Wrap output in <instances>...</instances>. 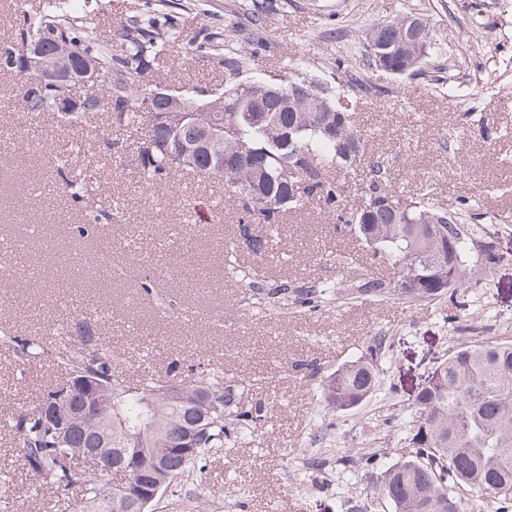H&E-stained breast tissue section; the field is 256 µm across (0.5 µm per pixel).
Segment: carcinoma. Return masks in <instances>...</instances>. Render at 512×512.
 <instances>
[{
    "label": "carcinoma",
    "mask_w": 512,
    "mask_h": 512,
    "mask_svg": "<svg viewBox=\"0 0 512 512\" xmlns=\"http://www.w3.org/2000/svg\"><path fill=\"white\" fill-rule=\"evenodd\" d=\"M98 0H41L38 8L22 11L16 43L0 46V68L20 75V55L26 43L39 42L47 53L62 42L69 53L91 58L98 65L97 80L73 81L66 90L81 99L78 111L57 106L59 88L40 77L21 79L15 94L19 110L38 116L55 115L61 128L75 133L94 127L103 117L108 126L142 131L138 167L148 187L169 181L180 171L202 179L224 181V190L236 202L238 224L249 245L259 253L266 243L250 237L253 224L274 226L281 214L321 202L336 212V236H355L370 246L373 263L398 268L385 281L353 267L341 253L332 262L343 270L334 280L309 285L253 288L249 300L261 314L288 306L304 313L321 311L345 297L404 304L448 301V309H464V292L480 288L468 275L475 266L491 269L500 256L491 242L476 241L477 224L484 214L474 200L462 199L451 208L434 202L430 193L408 196L388 185L379 160H367V135L347 109V90L362 85L346 74L344 88L334 91L320 80L293 68L285 74L248 79L250 59L228 48L224 31L201 27L186 39L178 17L157 9L126 18L115 37L98 33ZM419 25V36L404 31L406 22ZM182 44L224 66V88L189 87L179 93L184 107L203 104L193 130L167 128L164 114L169 98L156 95L161 84L158 67L169 48ZM434 49L430 26L415 15L381 20L365 36L364 55L395 76L424 71ZM220 116L230 132L224 134V168L208 167L202 139L211 117ZM75 145L60 154L59 189L84 211L88 222L71 228L75 239L94 232L98 224L118 221L119 200L104 196L85 171L73 167ZM368 167L369 179L358 197L330 177L334 169ZM255 193L272 207L261 215L251 212L244 196ZM418 283L403 286L405 279ZM93 336L87 324L74 323L60 336L53 351L41 338L18 336L0 324V351L21 363L49 359L59 381L36 396L31 410L10 420L15 451L32 477L31 495L43 487L72 495L76 512H115V502L131 497L144 473L176 487L209 453L224 447L230 437L252 436L267 412L266 406L240 405L241 394L224 382L215 369L189 367L171 378H142L130 385L112 352L100 345L83 348ZM393 340L374 337L366 352L343 364L322 382L324 414L320 433L340 428L341 415L366 405L375 394ZM89 375L102 377L98 397L77 393L63 396L64 387ZM206 392L210 401L196 434L197 448L188 458L175 452L186 433L185 407ZM71 425L70 438L57 425ZM382 438L404 450L387 462L380 449L360 442L335 449L336 461L367 480L360 512L384 504L388 512H464L465 494L478 490L489 495L487 512H512V340L490 341L469 336L431 362L412 403L405 425L395 417L378 420ZM102 448L106 458L126 448L139 461L123 475L96 464L75 460L80 448Z\"/></svg>",
    "instance_id": "carcinoma-1"
}]
</instances>
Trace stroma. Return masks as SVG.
<instances>
[{
    "label": "stroma",
    "instance_id": "1",
    "mask_svg": "<svg viewBox=\"0 0 512 512\" xmlns=\"http://www.w3.org/2000/svg\"><path fill=\"white\" fill-rule=\"evenodd\" d=\"M195 2L181 0L185 30L223 27L240 49L255 51V73L276 74L301 58L310 74L335 87L352 69L366 87L353 100L357 122L394 187L411 196L431 192L445 208L476 196L497 215L478 238L493 242L501 261L490 275L474 276L489 280L492 338L512 337V0H273L258 24L252 0H207L201 11ZM407 11L423 15L435 33L434 80L398 78L363 61L365 30ZM161 74L173 88L224 82L222 66L178 47L166 52ZM18 83L0 70V241L35 224L39 242L25 252L0 250V276L11 282L0 290V323L24 336L83 319L97 342L125 357V374L216 365L243 403L265 402L267 418L253 437L225 441L155 512L200 505L207 512H348L336 476L292 461L298 449L322 445L319 384L373 336L396 331L394 362L373 401L345 417L351 435L371 438L386 399L411 402L427 374L426 355L458 341L440 304L345 299L311 315L255 316L247 287L337 278L329 260L336 251L378 276L394 271L373 264L364 242L336 236L334 212L316 204L283 214L272 229L252 225L254 235L270 240L268 253L255 254L222 182L181 176L143 189L134 155L139 139L125 132L117 163L96 135L86 142L98 185L121 200V219L72 240L69 227L84 216L54 187L57 120L19 112L12 104ZM153 267L161 274L151 291H138L136 279ZM312 363L318 374L310 373ZM49 379L47 365H22L0 352V512H65L67 497L52 491L31 499L12 457L11 415L31 406Z\"/></svg>",
    "mask_w": 512,
    "mask_h": 512
}]
</instances>
